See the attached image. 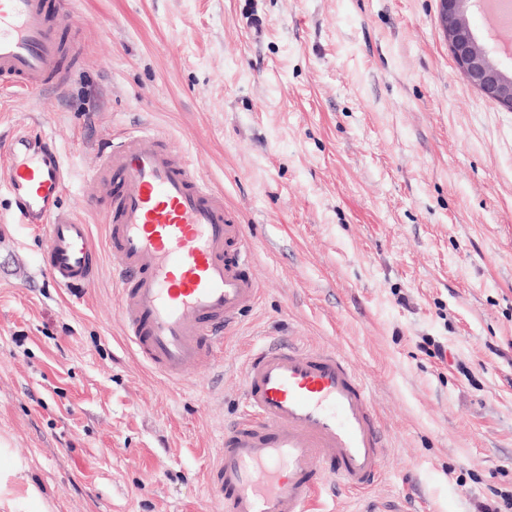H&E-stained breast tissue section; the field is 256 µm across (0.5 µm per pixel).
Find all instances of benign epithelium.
Listing matches in <instances>:
<instances>
[{
	"instance_id": "benign-epithelium-1",
	"label": "benign epithelium",
	"mask_w": 512,
	"mask_h": 512,
	"mask_svg": "<svg viewBox=\"0 0 512 512\" xmlns=\"http://www.w3.org/2000/svg\"><path fill=\"white\" fill-rule=\"evenodd\" d=\"M482 0H440L439 28L453 60L471 86L512 112V73L503 69L471 26Z\"/></svg>"
}]
</instances>
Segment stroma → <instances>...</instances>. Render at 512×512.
I'll use <instances>...</instances> for the list:
<instances>
[{"instance_id":"35a3bbf8","label":"stroma","mask_w":512,"mask_h":512,"mask_svg":"<svg viewBox=\"0 0 512 512\" xmlns=\"http://www.w3.org/2000/svg\"><path fill=\"white\" fill-rule=\"evenodd\" d=\"M439 0H72L64 96L0 87V155L49 137L60 212L92 209L102 148L149 125L223 190L260 294L216 365L174 385L122 334L112 266L85 289L0 230V446L47 512H221L208 473L241 414L243 354L342 351L387 439L364 502L497 512L512 493V112L472 87ZM261 31H254L255 20ZM444 343L445 358L423 351Z\"/></svg>"}]
</instances>
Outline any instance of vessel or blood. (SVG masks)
<instances>
[{"label": "vessel or blood", "mask_w": 512, "mask_h": 512, "mask_svg": "<svg viewBox=\"0 0 512 512\" xmlns=\"http://www.w3.org/2000/svg\"><path fill=\"white\" fill-rule=\"evenodd\" d=\"M72 20L71 0H0V83L64 94L63 26ZM162 138L145 128L104 152L96 175L110 198L103 249L88 225L58 210L65 167L55 149L16 137L5 181L12 223L45 236L44 273L81 288L109 254L128 346L181 384L213 360L259 285L247 272L252 247L239 215ZM223 445L208 481L224 512H316L324 472L362 493L382 473L386 441L366 383L341 352L273 341L246 361L243 413Z\"/></svg>", "instance_id": "b4317fda"}]
</instances>
